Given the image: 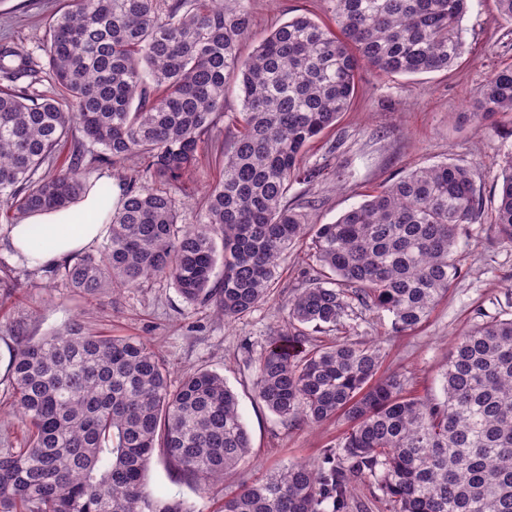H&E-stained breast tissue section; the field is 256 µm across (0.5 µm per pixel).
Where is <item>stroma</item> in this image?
Segmentation results:
<instances>
[{"label": "stroma", "mask_w": 512, "mask_h": 512, "mask_svg": "<svg viewBox=\"0 0 512 512\" xmlns=\"http://www.w3.org/2000/svg\"><path fill=\"white\" fill-rule=\"evenodd\" d=\"M64 3L0 0V38L9 37L42 56L48 23ZM250 10L254 26L241 43L245 56L271 28L296 15L307 14L326 25L332 22L327 0H250ZM462 27L466 52L450 71L386 76L362 68L351 109L305 153V164L321 167V177L310 184L293 183L287 195L289 207L302 212L307 223L328 224L414 169L446 161L470 169L479 194V215L459 235L461 276L428 319L414 330L397 333L388 313L357 306L340 325L310 334L312 344L324 347L344 340L377 343L382 353L378 378L401 377L410 394L438 401L444 398V374L454 339L476 323L512 316V241L498 237L490 223L497 204L499 160L512 151V124L481 131L462 118L473 111L476 93L488 77L512 65V23L499 18L495 0H469ZM222 167L214 144L203 146L197 167L178 195L183 223L197 222L203 193L218 181ZM1 262L12 263L2 245ZM12 265L21 292L0 307L1 359H8L16 346L9 331L12 325H23L27 335L37 339L78 321L102 335L147 341L165 362L172 383L207 369L223 375L236 393L251 439L246 463L201 491L170 471L162 453H155L146 477V489L153 495L186 500L197 512H219L225 497L243 484L291 462H317L349 429L341 415L316 426L284 423L253 391L257 360L269 340L284 329L288 300L313 265L310 237L290 246L267 302L230 324L216 316L214 303H187L162 278L90 303L61 281L19 263Z\"/></svg>", "instance_id": "35a3bbf8"}]
</instances>
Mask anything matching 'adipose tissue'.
Instances as JSON below:
<instances>
[{"instance_id":"ef3b65f1","label":"adipose tissue","mask_w":512,"mask_h":512,"mask_svg":"<svg viewBox=\"0 0 512 512\" xmlns=\"http://www.w3.org/2000/svg\"><path fill=\"white\" fill-rule=\"evenodd\" d=\"M121 198L120 188L113 187L105 199L92 191L67 207L34 211L24 223L8 228L6 242L27 266L61 262L97 245L108 231L109 212Z\"/></svg>"}]
</instances>
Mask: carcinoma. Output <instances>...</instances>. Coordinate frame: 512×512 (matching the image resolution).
I'll return each instance as SVG.
<instances>
[{"instance_id":"1","label":"carcinoma","mask_w":512,"mask_h":512,"mask_svg":"<svg viewBox=\"0 0 512 512\" xmlns=\"http://www.w3.org/2000/svg\"><path fill=\"white\" fill-rule=\"evenodd\" d=\"M249 3L67 0L49 22L45 60L0 43V206L24 216L64 208L93 187L88 160L134 162L102 244L43 272L87 299L163 278L188 303L214 302L226 321L267 300L288 246L313 232L314 275L288 301V331L258 359L253 388L284 422L341 413L350 429L321 462L246 484L220 512H346L362 479L394 512H512V317L458 337L441 402L409 395L396 376L374 380L379 347L308 348L303 330L341 324L356 303L388 313L396 332L426 321L461 274L459 231L479 207L470 170L416 169L330 224L309 226L286 202L291 182L317 177L303 154L349 111L360 69L416 75L458 63L468 0H329L335 27L295 16L244 59ZM45 69L69 105L37 90ZM231 82L243 98L223 177L197 223L182 224L172 191L224 117ZM471 117L485 129L512 121V68L483 84ZM75 128L82 139L54 166ZM498 180L493 229L512 241V152ZM19 291L1 266L0 302ZM11 332L8 376L26 441L0 453V512H193L145 491L155 450L198 487L248 456L223 376L199 369L174 387L144 341L79 322L37 340L20 325Z\"/></svg>"}]
</instances>
